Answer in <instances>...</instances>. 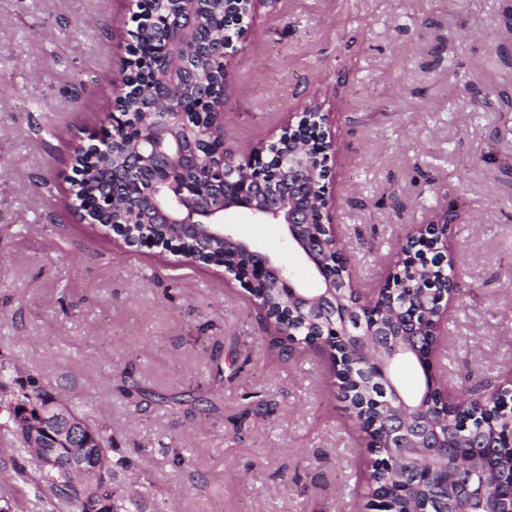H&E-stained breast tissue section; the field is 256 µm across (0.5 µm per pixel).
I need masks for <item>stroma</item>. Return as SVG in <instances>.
I'll use <instances>...</instances> for the list:
<instances>
[{
	"mask_svg": "<svg viewBox=\"0 0 512 512\" xmlns=\"http://www.w3.org/2000/svg\"><path fill=\"white\" fill-rule=\"evenodd\" d=\"M135 3L0 0V399L33 378L105 426L130 460L114 489L145 512H366L371 455L328 354L283 353L223 268L127 246L76 208L75 150L111 128ZM243 25L225 148L265 151L320 107L336 237L366 293L454 210L465 275L435 367L454 393L512 379V0H276ZM236 230L320 287L283 225ZM188 392L214 410L174 404ZM17 445L0 433V508L44 512Z\"/></svg>",
	"mask_w": 512,
	"mask_h": 512,
	"instance_id": "35a3bbf8",
	"label": "stroma"
}]
</instances>
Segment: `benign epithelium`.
<instances>
[{
  "label": "benign epithelium",
  "instance_id": "obj_1",
  "mask_svg": "<svg viewBox=\"0 0 512 512\" xmlns=\"http://www.w3.org/2000/svg\"><path fill=\"white\" fill-rule=\"evenodd\" d=\"M182 44L181 35L172 37L169 52L164 56L167 75L157 86V100L160 104L167 103L182 85ZM172 117L173 113L160 109L144 113L142 124L145 134L128 142V146L137 165L155 174L153 213L156 223L170 228L174 238L166 242H143L117 228L112 229V232L131 246L145 244L168 249L188 235L209 241L221 238L224 243L260 259L255 268L249 267L243 273L224 266L227 280L237 279L246 289L263 279L265 272L269 271L274 274L276 286L283 293L300 299L307 308L319 307L331 335L321 336L309 343V346L330 355L337 353L340 347L359 355L356 361L348 363L350 378L360 385L377 386L385 400V407L391 411L387 447L392 452L386 461L400 465L403 463V455L397 449H421L440 462L439 467L425 474L427 480L437 484L450 496L467 497L471 505L468 512H501L500 503L504 500L512 501V483L488 481L489 471L476 463V457L464 456L457 449H448L443 444V437L448 434V409L454 407V404L443 391L433 370L432 355L440 343L442 321L448 320L446 304L448 297L457 291L456 284H448L442 290L434 313L426 316L414 330L407 332L370 320V309L382 299L380 295H366V302L359 301L345 308L328 302V296L336 284L350 287L343 269L340 270V277L329 276L323 280L324 287L313 294L296 287L286 265L237 236L231 225L223 223V218L228 212H241L258 223L283 225L293 248L316 271L325 273L319 247L309 240V235L313 233L321 242L327 238L336 239L330 222L326 186L316 179L310 165V160H317L318 166L323 169V178L330 177L327 158L323 157L330 149V143L326 141V135L320 132V125H315L318 130L316 137L323 141L318 155L311 156V145L299 136L295 138L287 159L289 172L296 174L294 188L280 204L271 206L263 199L262 190L259 189L260 178L255 176L259 168L252 159L231 160L232 167L240 175L231 193L214 189L205 192L192 182L174 183L172 171H180L193 164L196 152L184 141L170 135ZM200 117L207 124H224V99L210 103L207 111L200 112ZM453 221L454 216L447 212L444 214L443 226L431 225L423 235L432 244L430 253L424 254V257L435 255L442 266L447 264L448 254L445 224ZM405 354L419 356L427 372V388L415 402L409 401L402 394L392 377L393 364ZM30 411L31 407H26L27 418H18L16 424L30 432L31 438L43 433L49 434L55 438L54 447L70 449V464L74 473L85 474L103 484L108 481L107 460L102 458L90 467L85 460V449L72 447L73 426L82 428L84 423L67 404L56 400L45 409L36 410L34 419L30 418ZM465 474L469 475V479L464 482L461 477ZM371 500L374 512H394L391 495L383 490L373 489Z\"/></svg>",
  "mask_w": 512,
  "mask_h": 512
}]
</instances>
